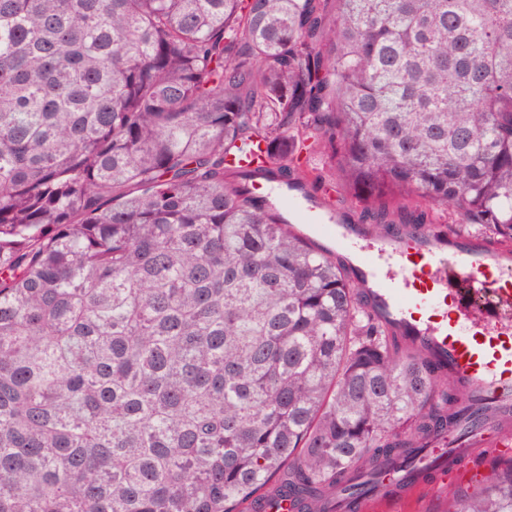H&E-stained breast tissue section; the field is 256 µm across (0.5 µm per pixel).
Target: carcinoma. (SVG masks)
Wrapping results in <instances>:
<instances>
[{
	"mask_svg": "<svg viewBox=\"0 0 512 512\" xmlns=\"http://www.w3.org/2000/svg\"><path fill=\"white\" fill-rule=\"evenodd\" d=\"M261 180L512 230V0H0V512H355L469 417Z\"/></svg>",
	"mask_w": 512,
	"mask_h": 512,
	"instance_id": "cac0c4a2",
	"label": "carcinoma"
}]
</instances>
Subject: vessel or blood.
<instances>
[{"mask_svg":"<svg viewBox=\"0 0 512 512\" xmlns=\"http://www.w3.org/2000/svg\"><path fill=\"white\" fill-rule=\"evenodd\" d=\"M347 258L351 276L393 328L429 356L446 360L485 408L463 438L426 449L432 488L457 478L456 458L512 459V242L488 244L476 233L427 237L376 234L341 216L298 210Z\"/></svg>","mask_w":512,"mask_h":512,"instance_id":"vessel-or-blood-1","label":"vessel or blood"}]
</instances>
